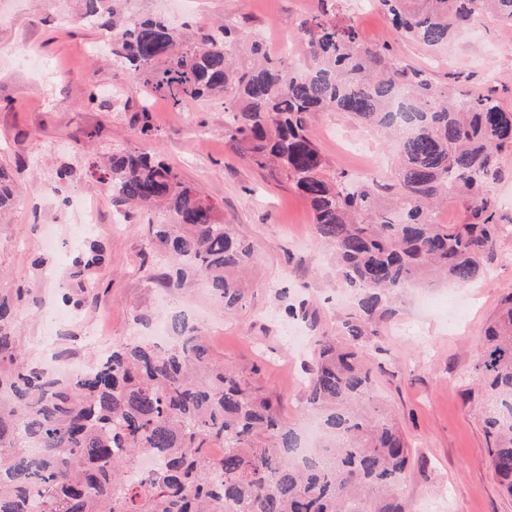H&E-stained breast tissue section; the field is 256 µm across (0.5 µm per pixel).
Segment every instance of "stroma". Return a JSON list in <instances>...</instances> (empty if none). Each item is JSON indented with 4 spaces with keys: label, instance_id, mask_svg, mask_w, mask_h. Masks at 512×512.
Returning <instances> with one entry per match:
<instances>
[{
    "label": "stroma",
    "instance_id": "stroma-1",
    "mask_svg": "<svg viewBox=\"0 0 512 512\" xmlns=\"http://www.w3.org/2000/svg\"><path fill=\"white\" fill-rule=\"evenodd\" d=\"M314 0H130L129 15H160L173 25H238L278 57L279 39L301 48L298 24ZM83 0H0V167L21 190L15 211L0 221V286L19 288L25 302L18 332L26 359L45 361L47 348L74 367L90 365L99 348L145 336L161 320L185 317L201 328L211 354L255 375L277 398L293 427L310 423L303 361L317 334L335 335L353 306L342 288L330 248L317 237L307 202L286 181L235 154L224 138V107L200 100L174 110L150 102L152 133L140 135L144 96L133 77L110 59L91 54L103 30L78 22ZM340 21L353 24L369 44L396 43L407 61L438 86L459 75L466 88L489 91L512 108V29L480 18L444 49L396 41L387 16L371 5L357 17L348 0ZM36 66L17 64L19 48ZM118 88L121 100L106 91ZM332 164L353 176L371 169L391 176L394 152L375 131L339 112H322L310 128ZM121 149L156 152L200 188L225 220L253 244L254 267L242 308L224 311L203 280L180 289L160 278L167 260L148 247L140 212L117 220L110 196L91 177V159ZM70 166V178L56 177ZM88 203L96 221L83 231L70 201ZM103 252L87 269L90 245ZM495 271L475 281V298L457 304L455 319L442 307L451 296L443 283L403 291L382 328L375 362L384 367L375 396L391 406L414 448L404 488L405 512H512V496L488 462L479 418L465 402L473 387V356L481 330L500 298L512 291V239L498 247ZM315 322L289 315V307Z\"/></svg>",
    "mask_w": 512,
    "mask_h": 512
}]
</instances>
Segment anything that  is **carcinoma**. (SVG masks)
I'll return each mask as SVG.
<instances>
[{
    "instance_id": "carcinoma-1",
    "label": "carcinoma",
    "mask_w": 512,
    "mask_h": 512,
    "mask_svg": "<svg viewBox=\"0 0 512 512\" xmlns=\"http://www.w3.org/2000/svg\"><path fill=\"white\" fill-rule=\"evenodd\" d=\"M78 20L105 31L115 64L147 97L178 109L217 98L224 136L248 163L294 186L319 238L334 249L344 287L357 295L339 336L316 340L304 402L322 436L302 465L301 439L272 395L224 366L178 315L173 345L139 337L63 376L22 357V293L0 289V512H404L411 449L374 396L366 359L402 288L442 276L465 287L512 237L491 187L512 148V110L489 94L440 88L389 44H366L337 21L339 0H316L299 33V63L273 61L233 23L194 30L160 16L129 19L124 0H83ZM397 40L448 45L455 31L492 14L512 26V0H377ZM392 136L395 176L381 183L333 168L309 134L318 112ZM118 210L159 211L151 242L174 261L166 284L207 280L226 310L244 305L251 242L159 154L114 151L90 162ZM456 198L463 221L439 224ZM17 192L0 168V215ZM468 392L489 465L512 494V292L484 327ZM222 446L224 459L207 449ZM159 466L127 481L135 459Z\"/></svg>"
}]
</instances>
